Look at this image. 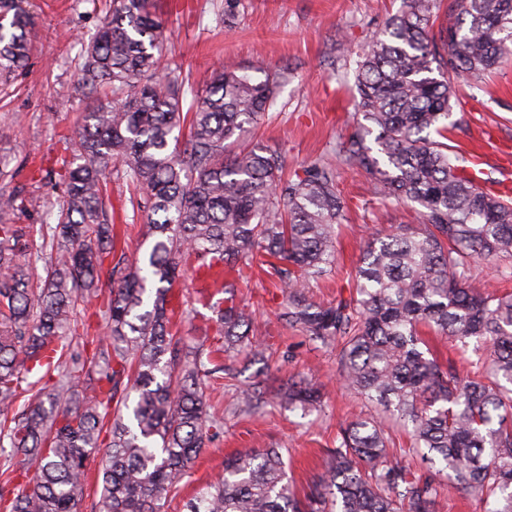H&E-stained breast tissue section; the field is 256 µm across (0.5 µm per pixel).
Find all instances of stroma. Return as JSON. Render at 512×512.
<instances>
[{"mask_svg":"<svg viewBox=\"0 0 512 512\" xmlns=\"http://www.w3.org/2000/svg\"><path fill=\"white\" fill-rule=\"evenodd\" d=\"M36 16L34 50L23 70L0 85V153L12 156L13 175L6 191H39L47 202L58 201L54 181L31 180L24 162L42 157L43 170H57V160L81 105L75 90L80 43L97 30L111 0H29ZM401 0H191L186 10L174 0H154L165 28L162 62L183 70L184 98L192 100L211 70L228 61L262 79L278 77L273 107L261 119L256 140L281 154L287 172L302 163L336 161V146L356 129L353 112L355 51L366 48L396 13ZM351 47L342 54L340 44ZM448 143L469 153L476 142L489 147L512 145V55L481 81L459 82ZM346 202L338 262L312 280L309 294L318 303L333 300L349 288V273L364 240L397 224L415 226V208L378 194L361 169H338ZM112 205L117 252L141 258L145 247L139 228L147 217L142 196L133 194L121 169L112 173ZM237 302L255 311L266 324L263 357L226 353L233 377L212 381L206 396L224 419V436L203 448L179 497L167 512H183V504L206 481L224 469L226 455L243 448H279L297 494L308 492L326 470L325 451L335 447L340 424L364 406L359 395L336 380V356L301 333L286 329L278 318L283 292L274 277L259 268L238 277ZM220 278L189 273L173 289L174 306L188 311L184 335L216 348L223 342L212 306L224 300ZM280 381L304 376L324 387L320 411L302 413L274 400L249 412L239 406L242 390L266 376Z\"/></svg>","mask_w":512,"mask_h":512,"instance_id":"stroma-1","label":"stroma"}]
</instances>
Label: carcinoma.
Masks as SVG:
<instances>
[{
	"label": "carcinoma",
	"mask_w": 512,
	"mask_h": 512,
	"mask_svg": "<svg viewBox=\"0 0 512 512\" xmlns=\"http://www.w3.org/2000/svg\"><path fill=\"white\" fill-rule=\"evenodd\" d=\"M438 0H401L382 37L362 54L356 108L369 125L342 141L338 162L364 169L389 199L422 208L416 230L368 238L354 288L320 304L310 279L336 263L345 201L327 163L285 162L241 136L274 103L276 77L254 81L238 65L215 69L184 107L181 70L158 68L165 40L153 0H112L78 54L85 103L77 148L60 157L62 203L51 227L46 276L35 279L23 225L40 199L0 192V512H80L88 462L98 461L102 512H164L202 448L224 434L202 388L227 371L204 344L187 345L169 292L187 263L224 271L269 263L285 296L280 320L308 340L336 345V374L403 424L424 472L390 453L385 420L360 413L340 426L326 472L291 494L278 448L248 449L185 503L186 512H442L445 489L512 512V294L486 292L480 261L512 258V205L464 175L448 120L460 78L478 79L512 50V0H455L443 39L430 35ZM35 20L28 0H0V77L21 70ZM374 136V146L367 137ZM149 211L141 261L116 255L112 168ZM111 288L97 314L105 336L92 355L71 344L79 306ZM224 281L214 307L224 350L264 353L261 326ZM480 353L460 374L431 353L423 329ZM55 373L51 389L28 381ZM34 391L15 404L22 383ZM322 387L303 377L243 391L242 406L270 398L315 409ZM36 467L14 493L11 474Z\"/></svg>",
	"instance_id": "obj_1"
}]
</instances>
